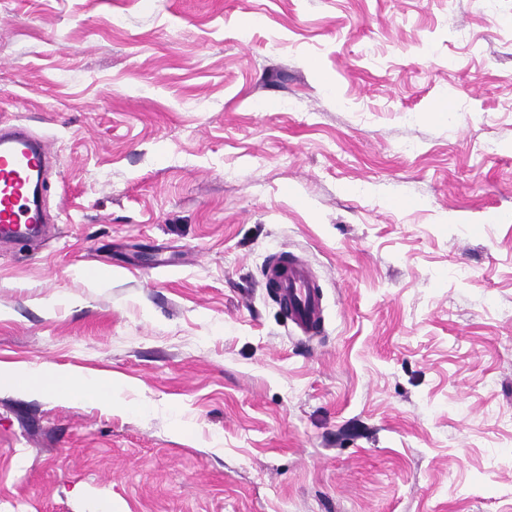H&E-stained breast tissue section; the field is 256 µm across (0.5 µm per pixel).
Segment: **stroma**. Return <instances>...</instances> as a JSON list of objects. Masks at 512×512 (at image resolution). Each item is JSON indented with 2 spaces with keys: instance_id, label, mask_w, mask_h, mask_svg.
I'll use <instances>...</instances> for the list:
<instances>
[{
  "instance_id": "1",
  "label": "stroma",
  "mask_w": 512,
  "mask_h": 512,
  "mask_svg": "<svg viewBox=\"0 0 512 512\" xmlns=\"http://www.w3.org/2000/svg\"><path fill=\"white\" fill-rule=\"evenodd\" d=\"M0 123V362L125 402L1 388L0 512H512V0H0ZM44 148L21 129L0 132V235L24 237L44 216L31 200V186L48 167ZM265 285L302 336H319L323 329L322 292L310 268L301 259L272 256L264 269ZM6 385L34 396L45 393L59 398L91 401L106 406L123 407L121 384L112 379L88 378L62 369L5 370L0 368V386Z\"/></svg>"
}]
</instances>
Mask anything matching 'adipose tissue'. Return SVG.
<instances>
[{"instance_id":"ef3b65f1","label":"adipose tissue","mask_w":512,"mask_h":512,"mask_svg":"<svg viewBox=\"0 0 512 512\" xmlns=\"http://www.w3.org/2000/svg\"><path fill=\"white\" fill-rule=\"evenodd\" d=\"M2 384L34 396L50 393L59 398L91 401L106 407L123 403L120 382L88 378L52 367L35 371L0 368Z\"/></svg>"}]
</instances>
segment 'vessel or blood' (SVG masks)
Here are the masks:
<instances>
[{"instance_id": "1", "label": "vessel or blood", "mask_w": 512, "mask_h": 512, "mask_svg": "<svg viewBox=\"0 0 512 512\" xmlns=\"http://www.w3.org/2000/svg\"><path fill=\"white\" fill-rule=\"evenodd\" d=\"M49 159L44 146L20 129L0 132V235L25 236L43 224L42 211L31 198L34 179L42 177ZM272 289L294 328L304 336L323 329L322 292L301 259L272 256L264 269Z\"/></svg>"}]
</instances>
